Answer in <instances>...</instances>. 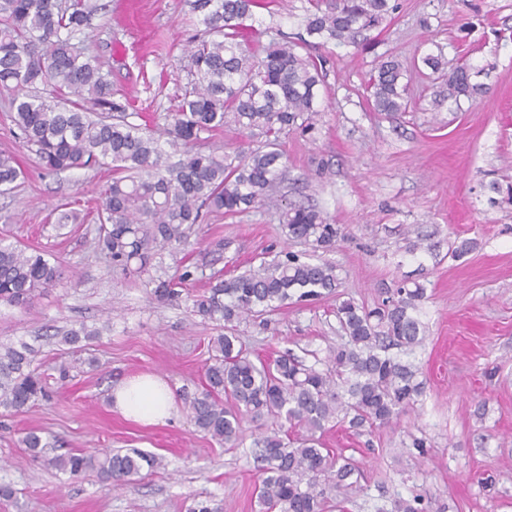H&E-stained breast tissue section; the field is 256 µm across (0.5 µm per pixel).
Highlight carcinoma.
Wrapping results in <instances>:
<instances>
[{
    "label": "carcinoma",
    "mask_w": 512,
    "mask_h": 512,
    "mask_svg": "<svg viewBox=\"0 0 512 512\" xmlns=\"http://www.w3.org/2000/svg\"><path fill=\"white\" fill-rule=\"evenodd\" d=\"M307 37L297 42L252 44L246 37L259 0H194L207 38L188 50L193 76L160 141L126 120L127 104L112 99V83L73 38L91 28L103 9L99 0H0V89L11 93L14 126L47 172L105 165L112 182L98 213L99 242L112 262L128 266L156 247L183 244L188 230L209 213L235 217L274 199L288 168L280 137L307 132L318 114L324 59L303 55L309 38L321 45H358L397 4L391 0H308ZM406 69L395 57L379 60L366 91L376 112L408 107ZM468 64L453 68L435 85L432 103H460L481 91ZM77 101L66 106L39 92ZM105 112L90 118L85 105ZM234 126L263 138L262 145L233 154L194 149L201 134ZM182 158L167 163L168 151ZM23 171L17 158L0 153V188H12ZM285 241L312 253L336 246L342 229L310 207L287 206L280 214ZM62 278L58 261L0 239V303L26 307ZM337 266L309 262L288 251L238 274L214 272L208 288L193 296L196 315L224 322L225 333L209 340L202 389L184 393L195 426L228 448L240 445L245 419L259 423L254 440L259 463L255 487L259 512H329L344 508L360 490L351 458L323 446L328 426L357 432L391 424L424 394L418 370L386 354L425 342L416 316L426 289L402 284L373 308L341 301L336 317L344 340L329 350L326 368L307 365L287 350L267 363L235 335L244 317H259L290 303L336 296ZM98 332L70 329L60 343L74 346ZM34 349L0 340V408L25 413L45 397V381L33 368ZM34 458L71 478L89 470L101 480L127 486L160 458L132 448L60 453L31 430L22 438ZM418 496L398 498L380 512H429Z\"/></svg>",
    "instance_id": "1"
}]
</instances>
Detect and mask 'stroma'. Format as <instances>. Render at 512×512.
I'll return each instance as SVG.
<instances>
[{
    "label": "stroma",
    "instance_id": "35a3bbf8",
    "mask_svg": "<svg viewBox=\"0 0 512 512\" xmlns=\"http://www.w3.org/2000/svg\"><path fill=\"white\" fill-rule=\"evenodd\" d=\"M105 9L80 46L96 57L114 99L130 103L135 124L164 132L177 97L192 77L184 47L203 37L192 0H102ZM398 8L366 44L310 46L326 57L320 113L311 132L282 136L288 179L277 205L233 218L211 213L188 242L151 250L145 265L112 264L89 218L110 177L86 168L45 174L22 143L0 91V153L24 176L0 193V237L36 247L63 266L60 283L25 308L0 306V340L34 346L50 398L24 414L0 409V483L15 495L0 512H187L201 499L223 512H258L257 477L244 450H229L199 432L183 397L201 388L207 344L220 332L192 310L207 274L241 272L285 244L278 204L315 206L344 236L327 252L345 295L372 307L404 281L424 285L418 316L426 341L413 355L425 394L398 423L362 435L327 430L322 441L352 458L362 490L347 512H375L394 496L416 494L454 512H512V205L490 202V186L512 181V0H397ZM307 0H264L254 13L260 44L304 32ZM448 65L465 60L488 69L487 90L459 106L434 107L433 76L421 57ZM407 68V111H373L364 86L379 57ZM69 205L76 223L59 226L54 210ZM224 239V253L210 244ZM477 247L461 258L464 239ZM192 277L178 298L157 300L159 282ZM335 299L249 318L238 334L251 352L272 359L291 351L307 364L325 359L337 341ZM99 336L82 351L52 341L79 325ZM71 367L66 379L56 368ZM170 385L177 413L141 425L112 411L116 384L144 374ZM37 429L63 450L137 448L161 467L123 488L89 472L77 478L42 466L21 439ZM427 441L425 452L412 437Z\"/></svg>",
    "mask_w": 512,
    "mask_h": 512
}]
</instances>
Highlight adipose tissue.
<instances>
[{"label": "adipose tissue", "instance_id": "adipose-tissue-1", "mask_svg": "<svg viewBox=\"0 0 512 512\" xmlns=\"http://www.w3.org/2000/svg\"><path fill=\"white\" fill-rule=\"evenodd\" d=\"M110 401L113 411L143 425L165 423L176 413L170 389L156 375H144L116 385Z\"/></svg>", "mask_w": 512, "mask_h": 512}]
</instances>
